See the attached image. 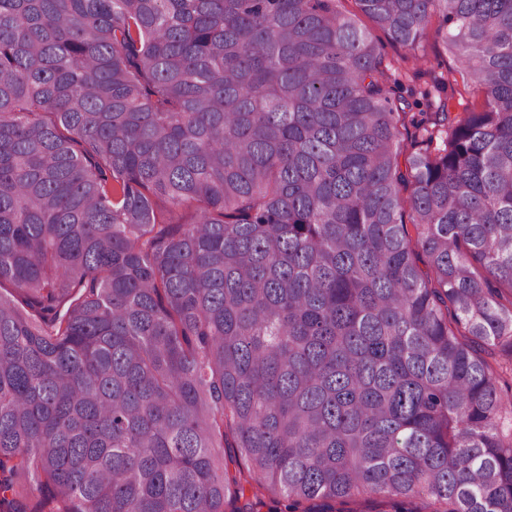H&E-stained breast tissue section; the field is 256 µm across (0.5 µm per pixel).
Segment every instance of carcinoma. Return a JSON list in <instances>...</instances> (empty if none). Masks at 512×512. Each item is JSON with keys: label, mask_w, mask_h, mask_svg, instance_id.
Here are the masks:
<instances>
[{"label": "carcinoma", "mask_w": 512, "mask_h": 512, "mask_svg": "<svg viewBox=\"0 0 512 512\" xmlns=\"http://www.w3.org/2000/svg\"><path fill=\"white\" fill-rule=\"evenodd\" d=\"M356 3L409 125L336 0H0V512H512V0ZM337 9L347 15L353 16L358 26L366 31L383 48L387 63H394L400 60L402 56H408L407 63L399 67L395 64L389 72L390 80L388 86L393 90L392 97L397 98L402 95L410 103V115L422 112L425 106H415L414 100L419 99V94L411 95L410 90H433L431 76H443L448 78L449 69H457L459 64L456 59L448 52L440 39H435L434 29L438 22H434L430 34L423 41L422 47L413 52L400 43L394 41L385 31L380 29L370 18L362 14L355 0H341L337 2ZM420 57L425 55L424 59H415L411 55ZM396 67H399L396 69ZM422 73L418 77H413V73L419 71Z\"/></svg>", "instance_id": "cac0c4a2"}]
</instances>
